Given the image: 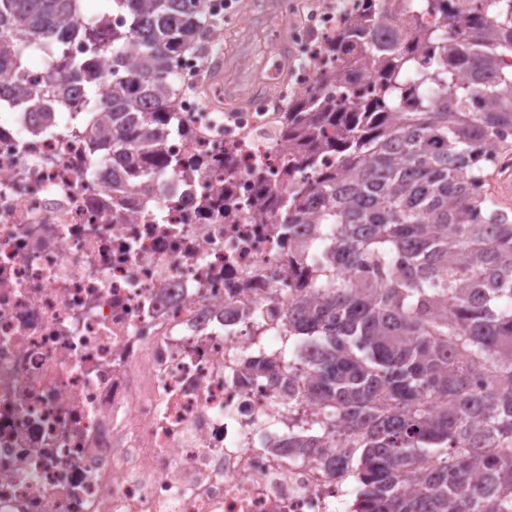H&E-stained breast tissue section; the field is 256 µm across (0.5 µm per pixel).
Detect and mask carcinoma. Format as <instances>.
I'll return each instance as SVG.
<instances>
[{"label": "carcinoma", "mask_w": 512, "mask_h": 512, "mask_svg": "<svg viewBox=\"0 0 512 512\" xmlns=\"http://www.w3.org/2000/svg\"><path fill=\"white\" fill-rule=\"evenodd\" d=\"M111 2L81 25L84 0H0V74L53 51L43 87L19 79L14 96L48 119L47 102L82 86L79 108L107 117L88 127L92 147L148 196L151 172L137 162L209 165L164 147L189 137L174 70L200 18L194 0ZM355 2L325 48L344 95L288 105V139L302 150L284 174L316 176L268 217L312 225L296 246L309 280L286 312V362L316 346L302 390L324 421L285 447L334 448L349 435L360 512H512V212L488 183L512 139V0H399L403 29L383 24L391 0ZM113 13L127 26L105 28ZM72 36L108 45L107 97L101 75L60 45ZM324 154L336 169H319ZM249 370L283 384L272 361Z\"/></svg>", "instance_id": "carcinoma-1"}]
</instances>
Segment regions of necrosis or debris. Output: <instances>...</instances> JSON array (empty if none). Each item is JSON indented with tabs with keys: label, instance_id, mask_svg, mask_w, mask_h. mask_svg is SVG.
I'll list each match as a JSON object with an SVG mask.
<instances>
[{
	"label": "necrosis or debris",
	"instance_id": "necrosis-or-debris-1",
	"mask_svg": "<svg viewBox=\"0 0 512 512\" xmlns=\"http://www.w3.org/2000/svg\"><path fill=\"white\" fill-rule=\"evenodd\" d=\"M351 0H286L293 50L221 120L178 107L196 140L180 157H233L232 170L159 172L150 198L94 151L72 110L41 123L0 76V512H358L352 474L328 449L287 447L318 427L315 404L243 378L262 356L280 364L281 318L298 297L289 238L253 207H277L295 185L281 170L292 145L290 99L317 89L318 38ZM231 189L234 220L206 202Z\"/></svg>",
	"mask_w": 512,
	"mask_h": 512
}]
</instances>
